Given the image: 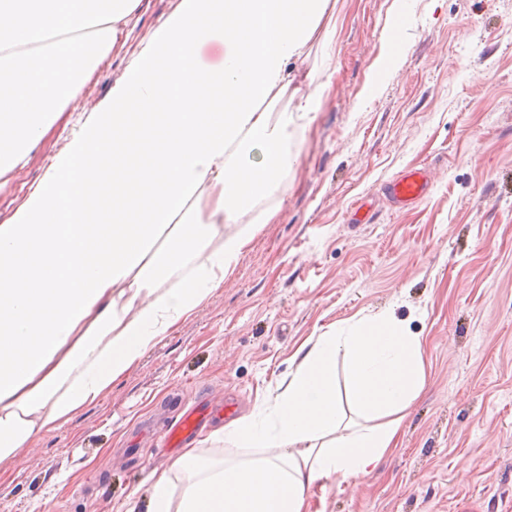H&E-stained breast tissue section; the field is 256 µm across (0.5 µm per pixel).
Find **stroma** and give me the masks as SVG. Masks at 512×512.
Wrapping results in <instances>:
<instances>
[{"instance_id":"stroma-1","label":"stroma","mask_w":512,"mask_h":512,"mask_svg":"<svg viewBox=\"0 0 512 512\" xmlns=\"http://www.w3.org/2000/svg\"><path fill=\"white\" fill-rule=\"evenodd\" d=\"M179 5L141 0L77 100L0 177V224ZM395 7L335 0L332 50L314 46L299 66L323 96L262 203L275 215L252 225L223 285L97 400L0 460V512H126L133 499L149 512L152 474L178 455L156 448L153 423L225 399L189 445L248 457L218 430L243 416L271 422L304 344L385 312L423 337L425 388L397 448L357 483L325 481L312 512H512V0H407L388 60ZM410 167L430 172V192L392 209L383 186ZM361 197L368 224L347 212Z\"/></svg>"}]
</instances>
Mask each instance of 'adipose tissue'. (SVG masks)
I'll return each instance as SVG.
<instances>
[{
    "label": "adipose tissue",
    "instance_id": "adipose-tissue-1",
    "mask_svg": "<svg viewBox=\"0 0 512 512\" xmlns=\"http://www.w3.org/2000/svg\"><path fill=\"white\" fill-rule=\"evenodd\" d=\"M139 3L0 0V177L79 96ZM330 6L181 0L111 102L0 224V459L96 400L223 284L248 240L241 223L279 188L297 129L320 102L294 82L314 39L332 44L318 33ZM210 39L224 43L216 69L197 57ZM288 96L295 110L274 111ZM422 352L389 313L316 336L273 400L275 428L248 416L226 427L261 456L186 451L155 479L150 512H311L322 481L358 480L396 448L425 387ZM345 401L365 426L345 425ZM173 471L186 478L177 494Z\"/></svg>",
    "mask_w": 512,
    "mask_h": 512
}]
</instances>
